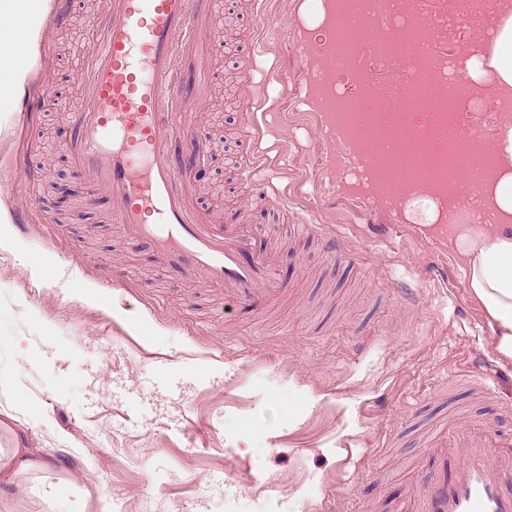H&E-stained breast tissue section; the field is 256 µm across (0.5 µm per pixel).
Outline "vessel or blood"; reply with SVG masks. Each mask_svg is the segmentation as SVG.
Here are the masks:
<instances>
[{"mask_svg":"<svg viewBox=\"0 0 512 512\" xmlns=\"http://www.w3.org/2000/svg\"><path fill=\"white\" fill-rule=\"evenodd\" d=\"M211 13L212 0H99L104 36L67 148L111 195L127 235L149 241L168 272L257 312L288 290L279 255L257 249L254 229L235 216L212 222L177 186L207 148L192 114L209 83ZM418 457L397 512H512V441L455 424Z\"/></svg>","mask_w":512,"mask_h":512,"instance_id":"1","label":"vessel or blood"}]
</instances>
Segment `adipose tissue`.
Returning <instances> with one entry per match:
<instances>
[{
  "mask_svg": "<svg viewBox=\"0 0 512 512\" xmlns=\"http://www.w3.org/2000/svg\"><path fill=\"white\" fill-rule=\"evenodd\" d=\"M50 0H0V99H17L29 80V66L19 57L32 56ZM472 78L492 71L504 94L512 93V16H504L485 62L465 59ZM492 150L493 174L478 190L499 215L496 224H452L448 245L464 264L467 286L480 303L492 331L493 349L512 363V125H502Z\"/></svg>",
  "mask_w": 512,
  "mask_h": 512,
  "instance_id": "obj_1",
  "label": "adipose tissue"
}]
</instances>
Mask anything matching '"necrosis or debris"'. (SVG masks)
<instances>
[{
    "label": "necrosis or debris",
    "instance_id": "obj_1",
    "mask_svg": "<svg viewBox=\"0 0 512 512\" xmlns=\"http://www.w3.org/2000/svg\"><path fill=\"white\" fill-rule=\"evenodd\" d=\"M438 17L482 28L499 13L501 0H439ZM324 55L333 76L316 83L343 145L339 162L345 179L374 189L388 201L410 202V177L421 172L432 188L430 199L444 204L457 188L454 159L469 144L486 171L496 166L486 131L475 128L501 112L495 98L479 93L445 58L435 79H424L427 58L419 57L417 16L397 0H329ZM368 49L376 66L396 65L403 73L396 98L368 100L362 78L347 63Z\"/></svg>",
    "mask_w": 512,
    "mask_h": 512
}]
</instances>
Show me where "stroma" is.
Segmentation results:
<instances>
[{"mask_svg": "<svg viewBox=\"0 0 512 512\" xmlns=\"http://www.w3.org/2000/svg\"><path fill=\"white\" fill-rule=\"evenodd\" d=\"M90 2L65 0L29 61L52 102L25 116L0 102V210L28 208L27 235L0 222V458L32 446L28 468L0 469V512H317L329 495L340 512H391L449 418L512 438V407L463 378L491 368L512 394V364L437 224L336 170L340 145L304 79L323 60L301 52L322 40L321 0L213 3L212 26H234L209 41L212 84L193 115L214 135L209 180L185 189L212 219L239 211L260 248L281 245L289 292L262 316L170 277L70 159L64 133L100 34ZM251 125L259 164L243 174L232 160ZM259 182L284 204L256 199ZM326 226L351 259L324 247Z\"/></svg>", "mask_w": 512, "mask_h": 512, "instance_id": "1", "label": "stroma"}]
</instances>
